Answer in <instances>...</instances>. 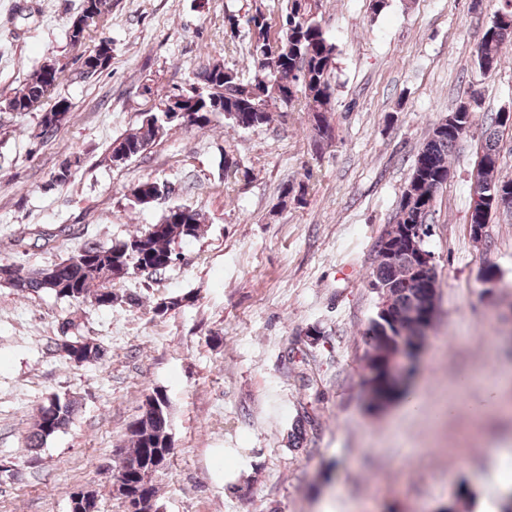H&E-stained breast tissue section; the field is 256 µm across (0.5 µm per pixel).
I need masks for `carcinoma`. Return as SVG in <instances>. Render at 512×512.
Listing matches in <instances>:
<instances>
[{
    "label": "carcinoma",
    "mask_w": 512,
    "mask_h": 512,
    "mask_svg": "<svg viewBox=\"0 0 512 512\" xmlns=\"http://www.w3.org/2000/svg\"><path fill=\"white\" fill-rule=\"evenodd\" d=\"M92 10L91 25L102 21L112 9V0H85ZM323 0H286L280 15L277 31H272L271 18L259 7L244 15V23L251 34V65L256 74L273 80L280 88H293L304 99V110L318 117L312 124L314 136L331 141L334 127L328 114L332 111L335 88L332 72L335 67L336 45L326 36L320 24ZM512 0L498 11L492 24L485 30L476 49L479 70L491 63L494 69L501 65L502 50L512 45ZM92 61L101 63V70L110 67L112 41L106 37L82 55L81 65ZM196 84L190 87L184 102L185 109L193 114L224 112V121L232 127H241L232 109L244 101L256 106L250 127L270 122L271 109L288 107L293 98L283 99L264 89L254 95L252 82L245 80L232 68L214 62L196 73ZM49 80L46 67L34 70L24 87L5 100L7 112L27 113L42 106L55 88ZM70 112L67 99L61 98L41 113L38 137L53 138L66 115ZM168 100L159 102L154 112H146L135 128L112 140L106 160L118 165L143 155L146 146L154 144L176 123L167 120ZM474 124V111L460 104L449 112V117L433 123L418 151L412 173L401 194L395 224H424L434 204L437 193L448 182L449 157L457 143L470 132ZM501 115L491 119L484 132L478 156L479 187L475 194L494 190L512 196V179L499 173L500 129L505 127ZM178 210L189 213L190 222L175 220L173 208L166 209L160 220L146 231L139 232L111 245L87 243L68 260L55 264L58 278L45 280V269H37L17 276L9 287L22 296L51 292L59 298L86 300L99 307H112L124 298L112 289V283L138 269L151 275H160L173 263L176 245L198 238L205 224V217L189 206L178 205ZM496 206L472 200L469 223L487 224ZM83 257L81 265L71 260ZM415 250L400 244L393 258L377 250L376 267L371 283L385 287L390 319L387 327L367 337L370 350L365 355L364 372L370 379L364 382L370 406L381 402L393 403L404 395L397 389L389 374L390 364L399 355L426 341L427 331L437 316L438 288L436 276L420 277L415 274ZM49 350L79 364L93 366L102 362L106 350L88 339H62L49 345ZM78 410V403L71 398L56 396L38 409L32 430L27 436L31 457L46 441L64 431ZM128 441L120 452L113 494L127 502L135 512H159L158 487L155 477L169 463L174 447L171 440L170 404L161 391L145 396L143 411L128 427Z\"/></svg>",
    "instance_id": "carcinoma-1"
}]
</instances>
